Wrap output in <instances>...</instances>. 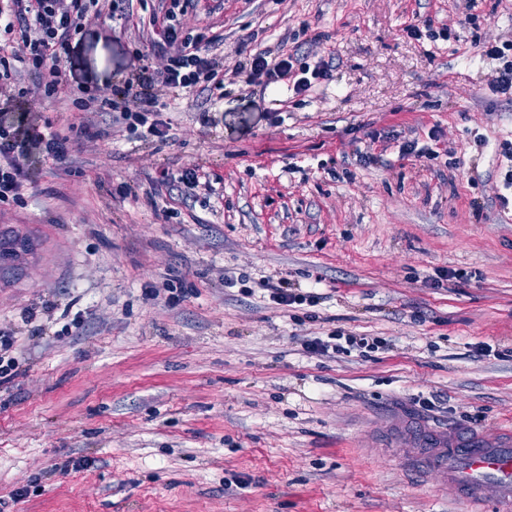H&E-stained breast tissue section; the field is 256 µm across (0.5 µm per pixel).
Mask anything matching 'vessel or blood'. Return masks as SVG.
I'll use <instances>...</instances> for the list:
<instances>
[{"label":"vessel or blood","mask_w":512,"mask_h":512,"mask_svg":"<svg viewBox=\"0 0 512 512\" xmlns=\"http://www.w3.org/2000/svg\"><path fill=\"white\" fill-rule=\"evenodd\" d=\"M387 428L391 440L404 449L403 467L435 475L449 499L464 503L469 512L485 506L512 512V430L481 437L431 426L402 413L390 416Z\"/></svg>","instance_id":"1"}]
</instances>
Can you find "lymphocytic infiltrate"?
I'll use <instances>...</instances> for the list:
<instances>
[{
	"label": "lymphocytic infiltrate",
	"mask_w": 512,
	"mask_h": 512,
	"mask_svg": "<svg viewBox=\"0 0 512 512\" xmlns=\"http://www.w3.org/2000/svg\"><path fill=\"white\" fill-rule=\"evenodd\" d=\"M158 10L143 22L151 33L141 56L162 59L161 67L141 66L128 74L121 89L105 91L85 84L70 86L64 66L77 35L104 18H115L116 0H0V111L27 101L31 93L45 99L70 87L71 109L78 112V127L92 137L93 116L99 112L118 114L127 132L165 143L170 124L162 118L168 101L193 93L197 87L220 90L225 79H244L250 86L268 88L286 84L293 94L308 92L314 83L328 80L331 61L315 64L300 57L256 51L232 71H225L224 44L218 33H183L179 17L195 0H160ZM38 77L37 90L20 84L21 70ZM68 151V140L41 127L21 113L18 120L0 118V206L20 204L25 181L31 176V161L55 162Z\"/></svg>",
	"instance_id": "f902f5d3"
}]
</instances>
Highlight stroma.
Listing matches in <instances>:
<instances>
[{
	"label": "stroma",
	"instance_id": "obj_1",
	"mask_svg": "<svg viewBox=\"0 0 512 512\" xmlns=\"http://www.w3.org/2000/svg\"><path fill=\"white\" fill-rule=\"evenodd\" d=\"M432 30L414 37L413 20ZM224 66L270 47L332 58L302 96L225 84L163 144L70 133L0 218V512H465L407 475L384 413L512 426V95L487 56L512 0H223ZM149 31L104 20L67 63L112 90ZM434 156L400 159L406 141ZM374 163H365L364 154ZM199 168L174 207L160 185ZM245 286H225L227 275ZM287 280L312 304L283 309ZM161 286L152 295L151 286ZM45 335H36L37 327ZM377 337L320 355L314 338ZM287 285L288 284L283 280H279L277 283H274L268 279L262 283V286L270 292L269 297L272 298V301L277 305L290 307L293 304H302L304 300H307L306 297H314L312 295L313 292H308L309 295L306 296L295 294ZM0 335V380L8 382L18 374L19 358L6 355L13 346L12 331H3L1 328Z\"/></svg>",
	"mask_w": 512,
	"mask_h": 512
}]
</instances>
